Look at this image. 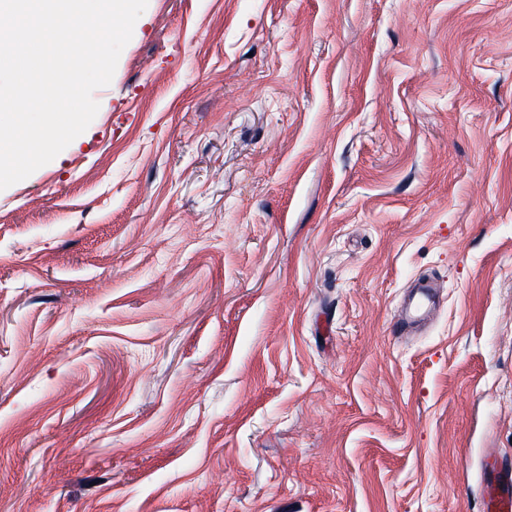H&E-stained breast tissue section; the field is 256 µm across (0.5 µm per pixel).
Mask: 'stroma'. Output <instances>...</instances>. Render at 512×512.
<instances>
[{
  "instance_id": "stroma-1",
  "label": "stroma",
  "mask_w": 512,
  "mask_h": 512,
  "mask_svg": "<svg viewBox=\"0 0 512 512\" xmlns=\"http://www.w3.org/2000/svg\"><path fill=\"white\" fill-rule=\"evenodd\" d=\"M93 98L0 191V512H480L512 0H148ZM435 304L433 297L429 294L423 293L422 298L416 304L413 312L399 313L392 323V334L394 336H404L410 331L412 325L419 317V313L427 304Z\"/></svg>"
}]
</instances>
